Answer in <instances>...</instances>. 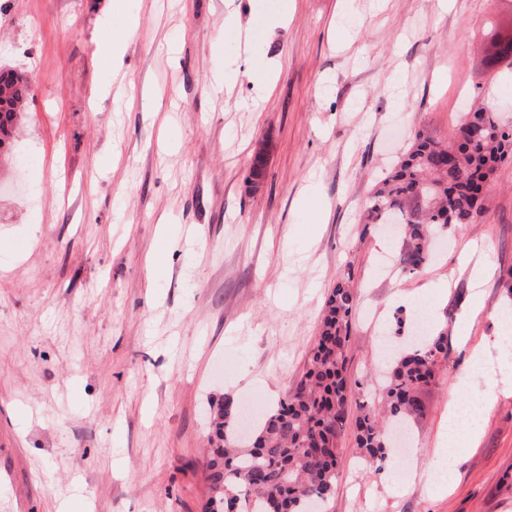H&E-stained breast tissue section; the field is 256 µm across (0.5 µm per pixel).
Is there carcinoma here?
<instances>
[{"instance_id":"1","label":"carcinoma","mask_w":512,"mask_h":512,"mask_svg":"<svg viewBox=\"0 0 512 512\" xmlns=\"http://www.w3.org/2000/svg\"><path fill=\"white\" fill-rule=\"evenodd\" d=\"M507 52L491 64L512 68V19L498 30ZM29 96V80L14 68H0V150L12 147V130ZM512 159V125L498 113L471 106L460 113L451 141L416 131L390 172L374 186L364 209L366 224H399L404 268L427 264L439 225L472 224L485 210L486 195L500 165ZM353 311L351 277L341 276L325 303L310 362L299 382L279 401L248 444L236 437L237 407L224 400L212 420L216 438L209 449L208 495L202 512H309L313 501L334 492L344 449L352 389L348 339ZM448 357L441 329L423 344L393 357L381 404L362 401L355 421L356 443L366 457L382 461L392 454L384 424H401L422 412L416 390L436 381Z\"/></svg>"}]
</instances>
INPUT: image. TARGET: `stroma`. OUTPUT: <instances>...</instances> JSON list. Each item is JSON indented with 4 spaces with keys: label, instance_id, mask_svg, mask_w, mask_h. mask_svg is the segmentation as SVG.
<instances>
[{
    "label": "stroma",
    "instance_id": "obj_1",
    "mask_svg": "<svg viewBox=\"0 0 512 512\" xmlns=\"http://www.w3.org/2000/svg\"><path fill=\"white\" fill-rule=\"evenodd\" d=\"M511 12L512 0H0V67L27 75L32 96L0 182L16 153L34 161L32 195L0 196V512H201L211 414L230 397L258 421L289 393L343 274L363 393L419 318L446 330L448 358L381 473L349 410L335 491L315 512H512V376L494 345L512 305L498 284L512 267V160L483 216L438 228L417 272L386 274L379 259L401 243L360 221L416 129L451 140L468 98L512 120V76L483 53ZM232 13L239 27L225 26ZM129 14L138 27L109 58L103 37ZM227 66L238 81L213 90ZM266 78L260 111L241 110ZM482 263L492 273L475 289ZM474 302L483 316L461 328ZM463 332L487 347L483 370L469 372ZM462 379L497 398L470 444L439 456Z\"/></svg>",
    "mask_w": 512,
    "mask_h": 512
}]
</instances>
